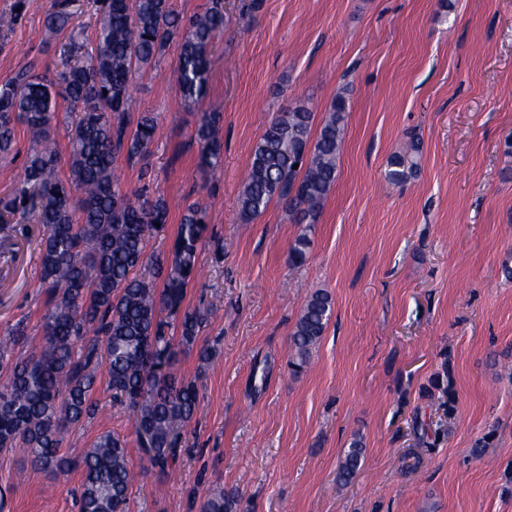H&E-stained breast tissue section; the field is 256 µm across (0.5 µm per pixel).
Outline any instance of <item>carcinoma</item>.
I'll return each instance as SVG.
<instances>
[{"instance_id": "1", "label": "carcinoma", "mask_w": 512, "mask_h": 512, "mask_svg": "<svg viewBox=\"0 0 512 512\" xmlns=\"http://www.w3.org/2000/svg\"><path fill=\"white\" fill-rule=\"evenodd\" d=\"M95 36L72 24V0H53L45 16L59 44L61 69L38 73L19 68L0 85V159L10 158L17 128L25 127L31 149L22 178L0 197V224L42 225L37 247L47 311L43 340L25 357L14 355L28 338L18 321L0 336V452L23 448L30 464L53 475L81 471L80 512H126L133 482L127 442L105 433L71 458L62 452L66 428L92 418L100 370L107 386L135 413L137 447L151 467L168 474L178 462L181 430L200 401L197 379L179 377V353L194 349L213 314L210 305L184 306L187 287L198 272V250L209 231L207 206L196 200L181 215L170 260L152 262L149 277L145 240L168 220L164 199L122 189L120 161L149 156L157 121L142 112L131 123L130 86L154 67L166 49L177 48L176 82L185 104L205 94L209 52L224 30L225 0H209L189 20L171 0H94ZM78 113L66 126L67 174L59 170L55 129L59 103ZM340 93L320 124L306 103L280 112L253 147L238 198L240 218L249 222L274 200L283 203L302 229L290 243L289 261L306 262L312 230L333 188L346 121ZM222 115L203 112L195 127L198 167H220ZM420 147L410 146L389 162L388 181L406 182L417 168ZM332 313L329 293L307 297L293 328L292 365L309 364ZM360 441L339 466L336 481L349 483L362 457ZM236 499L211 492L203 512H234Z\"/></svg>"}]
</instances>
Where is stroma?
<instances>
[{
  "label": "stroma",
  "mask_w": 512,
  "mask_h": 512,
  "mask_svg": "<svg viewBox=\"0 0 512 512\" xmlns=\"http://www.w3.org/2000/svg\"><path fill=\"white\" fill-rule=\"evenodd\" d=\"M51 0H0V84L27 62L53 69ZM201 108L186 107L176 48L134 81L154 113L146 167L120 165L128 189L163 198L166 224L146 242L167 256L182 210L210 207L200 275L185 303L213 306L183 353L200 404L184 427L175 474L131 448L129 512H201L216 489L235 512H512V0H228ZM348 112L338 177L301 266L300 227L270 203L241 221L237 198L254 145L276 112L301 101L323 119L338 91ZM223 115L216 174L197 167L200 109ZM421 144L402 185L391 156ZM0 239V336L27 320L40 342L45 295L35 241ZM333 314L309 368L293 373L290 335L306 298ZM98 376L93 418L72 425L66 453L103 433L134 437V419ZM365 447L350 484L336 473L353 438ZM81 474L51 477L24 449L0 453V512H78Z\"/></svg>",
  "instance_id": "35a3bbf8"
}]
</instances>
